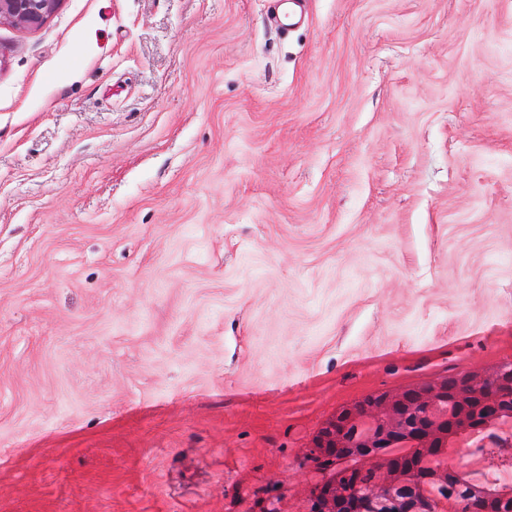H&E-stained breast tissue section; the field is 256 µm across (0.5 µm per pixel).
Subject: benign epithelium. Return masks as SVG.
I'll return each mask as SVG.
<instances>
[{"label":"benign epithelium","instance_id":"obj_1","mask_svg":"<svg viewBox=\"0 0 512 512\" xmlns=\"http://www.w3.org/2000/svg\"><path fill=\"white\" fill-rule=\"evenodd\" d=\"M63 0H0V24L37 29L58 10ZM512 424V363L431 380L399 391L369 394L338 409L317 432L309 456H352L359 464L377 468V478L359 485L358 473L346 472L310 488L316 512H368L377 502L394 499L396 512H429L418 496L448 484L456 471L432 462L413 466L417 486L398 498L406 487L404 469L385 459L384 449L411 441L434 459L448 443L477 430V424ZM512 490L473 488L468 512H501Z\"/></svg>","mask_w":512,"mask_h":512}]
</instances>
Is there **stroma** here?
<instances>
[{"label": "stroma", "mask_w": 512, "mask_h": 512, "mask_svg": "<svg viewBox=\"0 0 512 512\" xmlns=\"http://www.w3.org/2000/svg\"><path fill=\"white\" fill-rule=\"evenodd\" d=\"M510 361L512 0L0 25V512H310L336 410Z\"/></svg>", "instance_id": "obj_1"}]
</instances>
